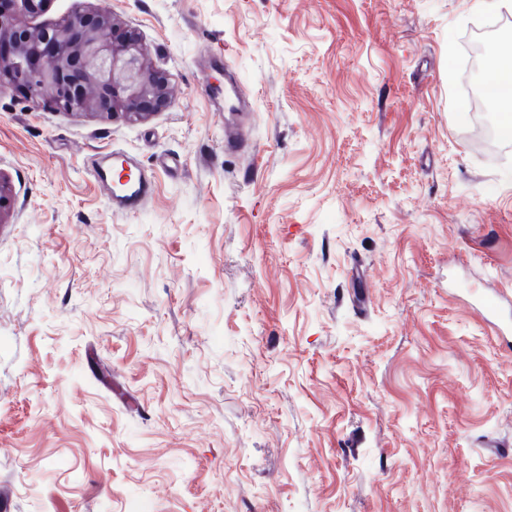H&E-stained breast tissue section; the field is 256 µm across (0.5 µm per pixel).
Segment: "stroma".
<instances>
[{
	"mask_svg": "<svg viewBox=\"0 0 512 512\" xmlns=\"http://www.w3.org/2000/svg\"><path fill=\"white\" fill-rule=\"evenodd\" d=\"M139 33L174 102L0 91V512H512V141L474 0H48ZM235 125L244 146L224 148ZM154 174L113 211L87 166ZM113 169L119 170V178L128 176L123 182L119 180L121 188L113 192L112 204L115 208L125 211L135 209L153 191L151 176L140 169L139 162L132 156L119 151L112 152ZM133 170H137L132 180Z\"/></svg>",
	"mask_w": 512,
	"mask_h": 512,
	"instance_id": "35a3bbf8",
	"label": "stroma"
}]
</instances>
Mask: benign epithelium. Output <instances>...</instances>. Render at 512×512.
<instances>
[{
    "instance_id": "obj_1",
    "label": "benign epithelium",
    "mask_w": 512,
    "mask_h": 512,
    "mask_svg": "<svg viewBox=\"0 0 512 512\" xmlns=\"http://www.w3.org/2000/svg\"><path fill=\"white\" fill-rule=\"evenodd\" d=\"M45 0H0V89L19 87L64 110L145 119L171 104L168 76L144 66L133 30L116 31L112 14L78 6L37 29L17 22Z\"/></svg>"
}]
</instances>
